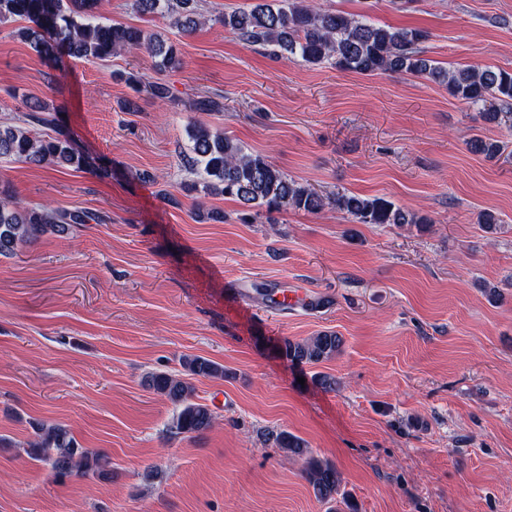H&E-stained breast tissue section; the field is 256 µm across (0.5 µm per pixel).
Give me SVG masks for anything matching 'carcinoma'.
I'll return each instance as SVG.
<instances>
[{
  "label": "carcinoma",
  "instance_id": "obj_1",
  "mask_svg": "<svg viewBox=\"0 0 512 512\" xmlns=\"http://www.w3.org/2000/svg\"><path fill=\"white\" fill-rule=\"evenodd\" d=\"M97 0H0V23L17 18L28 22L18 30L40 56L54 60L65 54L87 62L103 61L127 52L160 58V66L181 65L173 45L145 29L122 22L103 21L94 15ZM142 16H160L183 32L191 33L211 23L224 27L239 42L259 48L276 58L310 66H331L365 75L397 74L443 84L448 92L472 105L488 107L484 118L512 128V72L460 66L452 70L422 56L419 44L427 33L414 28L380 24L371 18L336 8H322L312 0H260L247 10L206 17L198 0H133ZM28 113L19 125L0 126V161L32 166L56 165L76 169L93 166L89 156L75 147L71 134L47 116L48 105L27 104ZM50 127L39 136L34 127ZM189 147L183 167L190 179L187 194L224 196L246 210L248 223L293 209L319 214L326 209L347 215L357 224H427L429 220L384 197L348 192L319 193L283 173L260 154H254L227 133L204 124L188 130ZM97 219L82 209L26 206L0 181V257L12 256L27 243L48 233H68L77 225ZM343 340L332 331L301 341L283 339L279 350L296 364H318L336 356ZM182 366L189 376L222 379L224 366L202 356H187ZM146 385L165 397L175 409L171 433L201 434L214 424L208 405L193 398L194 388L179 376L155 371ZM35 438L28 454L50 466L57 477L108 473L109 458L81 447L68 428L59 424L31 423ZM274 445L305 458V479L317 500L329 502L340 495L341 474L328 460L307 455V447L286 430L271 434Z\"/></svg>",
  "mask_w": 512,
  "mask_h": 512
}]
</instances>
